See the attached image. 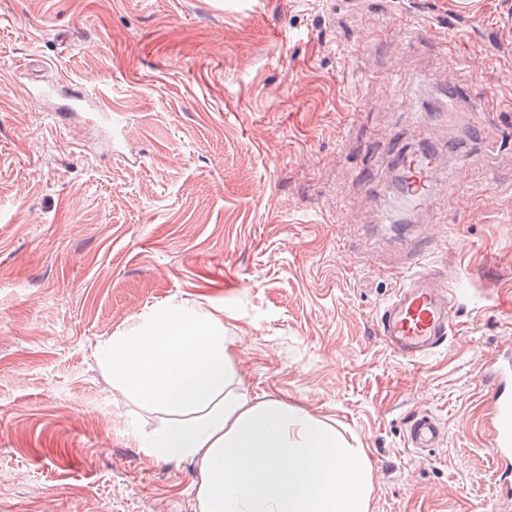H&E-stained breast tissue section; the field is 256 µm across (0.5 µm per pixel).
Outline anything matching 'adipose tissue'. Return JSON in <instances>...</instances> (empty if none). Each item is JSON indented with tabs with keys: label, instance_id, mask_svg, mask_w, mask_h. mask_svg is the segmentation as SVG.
Listing matches in <instances>:
<instances>
[{
	"label": "adipose tissue",
	"instance_id": "obj_1",
	"mask_svg": "<svg viewBox=\"0 0 512 512\" xmlns=\"http://www.w3.org/2000/svg\"><path fill=\"white\" fill-rule=\"evenodd\" d=\"M231 344L214 313L182 302L99 348L113 389L164 413L142 452L198 461L197 512H368L364 449L281 400L230 392Z\"/></svg>",
	"mask_w": 512,
	"mask_h": 512
}]
</instances>
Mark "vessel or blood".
Masks as SVG:
<instances>
[{
    "label": "vessel or blood",
    "mask_w": 512,
    "mask_h": 512,
    "mask_svg": "<svg viewBox=\"0 0 512 512\" xmlns=\"http://www.w3.org/2000/svg\"><path fill=\"white\" fill-rule=\"evenodd\" d=\"M403 191L410 204L430 198L444 161L423 152L401 157ZM458 304L456 288L442 283L429 269L403 277L380 311L376 335L392 353L416 364L445 346L455 326ZM488 385L484 425L490 438L492 458L498 466L512 465V347L497 351L485 364ZM445 436L441 423L427 413L414 414L407 426V442L415 448H430Z\"/></svg>",
    "instance_id": "vessel-or-blood-1"
}]
</instances>
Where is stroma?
Wrapping results in <instances>:
<instances>
[{"label":"stroma","mask_w":512,"mask_h":512,"mask_svg":"<svg viewBox=\"0 0 512 512\" xmlns=\"http://www.w3.org/2000/svg\"><path fill=\"white\" fill-rule=\"evenodd\" d=\"M409 15L437 38L405 42ZM509 42L512 0H0V512H196L197 462L140 451L162 413L95 357L179 301L219 310L251 400L361 444L369 512H512L481 376L512 342V125L462 122L512 104ZM90 74L119 126L25 97ZM458 84L490 95L452 120ZM422 148L453 183L398 230ZM423 235L458 312L412 365L374 329ZM417 412L438 447L408 446ZM445 436L444 427L428 413H416L408 422L407 442L413 448H432Z\"/></svg>","instance_id":"1"}]
</instances>
